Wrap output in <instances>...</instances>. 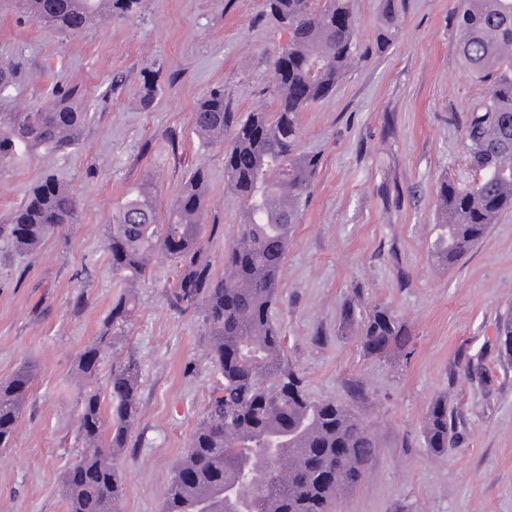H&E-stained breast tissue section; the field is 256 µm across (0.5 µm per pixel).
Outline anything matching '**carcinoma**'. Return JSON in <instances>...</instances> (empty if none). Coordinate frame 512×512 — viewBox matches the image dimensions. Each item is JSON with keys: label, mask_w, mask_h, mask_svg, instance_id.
Segmentation results:
<instances>
[{"label": "carcinoma", "mask_w": 512, "mask_h": 512, "mask_svg": "<svg viewBox=\"0 0 512 512\" xmlns=\"http://www.w3.org/2000/svg\"><path fill=\"white\" fill-rule=\"evenodd\" d=\"M142 0H12L22 12L58 32L79 33L95 19L129 21ZM270 15L288 27V45L275 61L274 110L238 118L224 92L211 91L193 114L202 141L224 142V179L240 207L237 240L224 253V276L213 275L200 237L207 178L194 172L161 224L150 192L139 189L119 206L105 240L112 274L128 287L144 279L156 259L175 262L167 292L179 313H202L208 352L218 380L188 448L163 495V512H335L375 458L370 428L350 408L311 398L284 360V336L272 321L290 233L299 222L319 166L297 150L299 112L327 97L356 56L354 0H265ZM460 54L485 98L469 110L465 136L476 179L461 187L443 180L437 190L439 223L430 254L453 267L512 208V0H453ZM13 63H0V97L15 88ZM45 112L0 114V165L21 155H62L79 145L89 113L60 88ZM79 201L52 174L26 190L0 224V239L15 255H32L75 223ZM132 307L124 295L112 304L103 329L82 353L78 371L93 383L103 353ZM355 329L364 352L388 356L408 342L398 317L379 306L364 317L346 309L342 329ZM499 348L512 359V318L502 324ZM36 367L26 363L0 381V447L14 436ZM140 370L131 355L112 362L110 412L95 388L81 393L78 436L82 450L75 482L62 476L66 512H119L124 481L116 463L135 429ZM454 426L448 398L438 397L425 417V446L441 453Z\"/></svg>", "instance_id": "carcinoma-1"}]
</instances>
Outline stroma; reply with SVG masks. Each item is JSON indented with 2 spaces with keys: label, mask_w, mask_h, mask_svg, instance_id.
Masks as SVG:
<instances>
[{
  "label": "stroma",
  "mask_w": 512,
  "mask_h": 512,
  "mask_svg": "<svg viewBox=\"0 0 512 512\" xmlns=\"http://www.w3.org/2000/svg\"><path fill=\"white\" fill-rule=\"evenodd\" d=\"M356 0L362 54L328 97L299 115L298 150L320 159L288 243L274 320L284 355L316 399L347 404L375 435L376 456L336 512H512V360L498 331L512 316V209L456 266L429 253L441 180L470 183L466 115L488 87L463 64L452 0ZM288 33L262 0H142L134 21L70 35L0 8V56L19 78L0 112H34L54 86L91 119L77 150L0 167V222L29 184L52 173L80 200L77 219L35 254L0 267V381L37 367L14 438L0 447V512H65L61 475L81 442L80 354L124 294L105 234L125 194L154 184L159 219L196 170L207 176L200 245L215 276L241 214L224 182V147L192 132L214 88L237 117L271 107L274 60ZM155 92L144 100V74ZM173 265L156 261L112 356L139 365V420L117 458L121 512H162L173 470L217 380L200 317L171 309ZM392 309L410 335L394 354H365L340 329L345 303ZM447 397L454 442L426 448L431 402Z\"/></svg>",
  "instance_id": "35a3bbf8"
}]
</instances>
